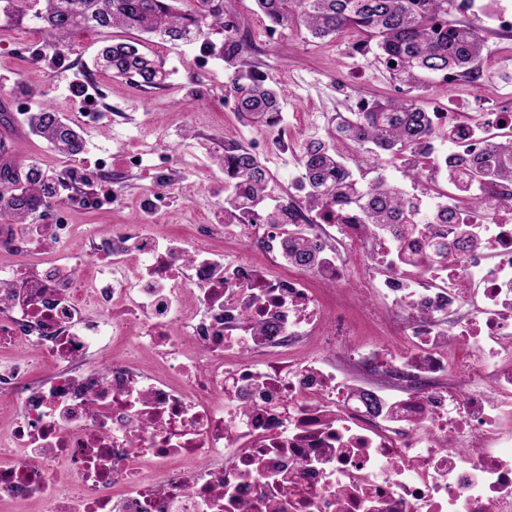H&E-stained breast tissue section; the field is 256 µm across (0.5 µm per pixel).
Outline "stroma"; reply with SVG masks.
I'll return each mask as SVG.
<instances>
[{"instance_id": "stroma-1", "label": "stroma", "mask_w": 512, "mask_h": 512, "mask_svg": "<svg viewBox=\"0 0 512 512\" xmlns=\"http://www.w3.org/2000/svg\"><path fill=\"white\" fill-rule=\"evenodd\" d=\"M231 7L251 38L254 48L244 57V68L254 70L279 88L285 113L304 112L311 122L300 129H287L289 148L269 153L265 166L283 189H290L289 174L308 141L329 140L337 114L356 111L359 101L390 97L395 85L388 73L372 65L370 58L352 51L354 35L320 41L284 29L277 42H265L266 19L255 0H233ZM451 19L482 31L488 57L483 81L467 93L436 81L422 90V102L430 110H447L458 116L470 112H511L512 82L502 73L512 74V34L496 29L488 16L453 10ZM36 37L35 51L16 52L19 39ZM124 31L109 29L84 33L71 47H57L36 24L33 16L9 22L0 17V151L7 152L17 167L37 162L52 175H63L92 167L98 153L111 155L112 173L120 191L115 208L88 212L73 208L71 220L76 233L67 245L79 252L91 232L108 233L113 225L134 223L143 192L150 183L159 159H166L181 178L166 225L189 229L196 220L195 209L202 206L216 215L224 213V186L215 161L225 138L249 144L263 139V127L239 120L225 105L224 83L229 64L206 61L205 45L164 42L152 36L144 41L151 55L163 61L171 75L164 86L147 89L136 82L98 72L94 62L101 48L123 39ZM102 81L105 93L89 100L94 81ZM39 95L51 104L74 128L83 129L93 145V153L71 159L16 123L15 98ZM105 113L96 127L83 128L81 112ZM141 147V165L123 167L128 148Z\"/></svg>"}]
</instances>
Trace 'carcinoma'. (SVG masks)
<instances>
[{
  "label": "carcinoma",
  "mask_w": 512,
  "mask_h": 512,
  "mask_svg": "<svg viewBox=\"0 0 512 512\" xmlns=\"http://www.w3.org/2000/svg\"><path fill=\"white\" fill-rule=\"evenodd\" d=\"M42 0L35 12L48 35L60 46L88 30L119 28L156 34L173 42L207 40L214 31L229 29L232 12L219 0ZM270 25L307 32L316 39L336 38L344 32L359 37L356 49L372 55L396 83L398 95L366 103L350 116H339L336 135L353 144L350 154L333 153L327 144L313 142L303 154V185L308 197L323 206L351 204L361 208L366 223L429 224L448 220V210L425 214L407 198L398 184L376 175L364 184L363 173L377 171L383 155L407 151L432 152L435 113L413 91L427 79L453 74L468 76L482 71L485 37L475 27L448 21L456 0H255ZM6 17H20L30 10V0H0ZM144 45L129 40L104 47L97 65L114 78L137 81L145 88H159L168 79L163 66L150 59ZM225 89L236 102L240 119L268 124L282 111L277 92L264 81L233 72ZM32 134L44 139L58 153L74 157L83 152L85 139L47 103L26 113ZM232 173L243 194L254 197L264 191L270 175L265 166L243 145L233 147ZM512 185V136L484 142L471 165V182L457 180L445 167L442 177L470 209L484 207L478 195V178ZM48 175L33 164L22 182L0 171V220L25 224L51 206Z\"/></svg>",
  "instance_id": "1"
}]
</instances>
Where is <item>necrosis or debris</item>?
Returning <instances> with one entry per match:
<instances>
[{
	"mask_svg": "<svg viewBox=\"0 0 512 512\" xmlns=\"http://www.w3.org/2000/svg\"><path fill=\"white\" fill-rule=\"evenodd\" d=\"M435 128L463 179L512 113ZM178 183L81 254L66 209L0 225V346L53 366L0 368V512H512L511 209L381 229L273 187L175 236ZM130 339L150 363L99 365Z\"/></svg>",
	"mask_w": 512,
	"mask_h": 512,
	"instance_id": "necrosis-or-debris-1",
	"label": "necrosis or debris"
}]
</instances>
